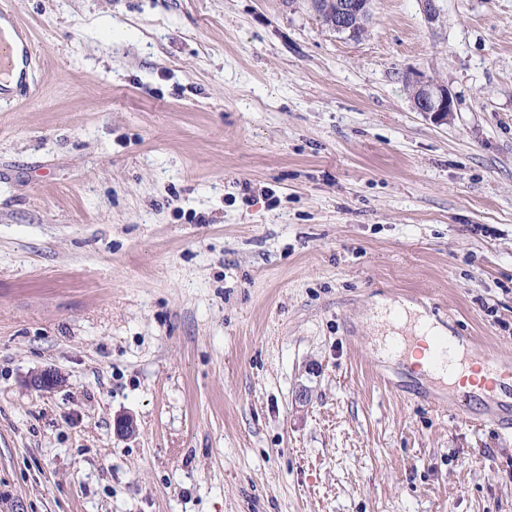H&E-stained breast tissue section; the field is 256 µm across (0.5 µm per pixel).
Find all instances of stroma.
Wrapping results in <instances>:
<instances>
[{
    "mask_svg": "<svg viewBox=\"0 0 512 512\" xmlns=\"http://www.w3.org/2000/svg\"><path fill=\"white\" fill-rule=\"evenodd\" d=\"M0 5V512H512V427L368 319L512 360V0ZM364 1V2H359ZM342 2V1H337ZM372 1L369 0H343V2L337 5V12L332 10V15L329 16L326 13H321L325 10L324 7L321 10V15L325 25L328 26L327 18L330 22L331 28L339 34H347L348 37L356 38L361 36L366 29V21L370 17V8ZM362 30L361 33L359 31ZM2 21H10L11 24L17 29L19 39L11 26L3 23L1 26V37L16 46L10 45L0 39V83L3 81L4 76H9L14 66V59L17 56V44L21 43V53L25 64L30 65L32 59L38 58L35 51L34 43L31 37L24 28L14 19V17L5 9L0 10V23ZM412 107L416 112L433 119L436 123H448L455 109V102L448 88L442 84L421 79L412 80Z\"/></svg>",
    "mask_w": 512,
    "mask_h": 512,
    "instance_id": "1",
    "label": "stroma"
}]
</instances>
